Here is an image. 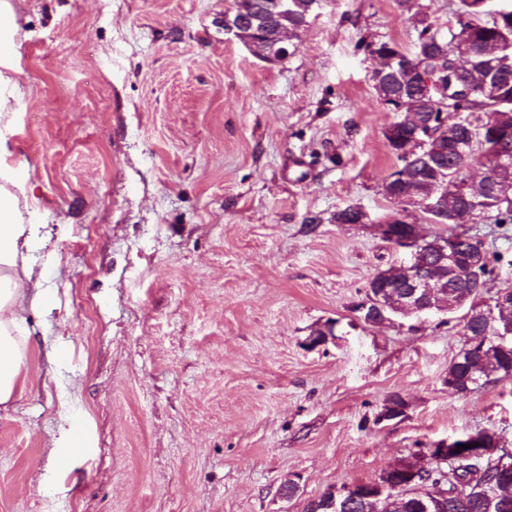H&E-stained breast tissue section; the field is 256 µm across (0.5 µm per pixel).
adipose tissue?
Masks as SVG:
<instances>
[{"mask_svg":"<svg viewBox=\"0 0 512 512\" xmlns=\"http://www.w3.org/2000/svg\"><path fill=\"white\" fill-rule=\"evenodd\" d=\"M15 9L0 0V406H8L24 389L28 374V338L21 312L50 304L40 287L32 286V252L41 239V227L25 223L19 208L32 190L18 174L10 139L13 114L6 94L16 84Z\"/></svg>","mask_w":512,"mask_h":512,"instance_id":"1","label":"adipose tissue"}]
</instances>
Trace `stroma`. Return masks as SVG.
I'll return each instance as SVG.
<instances>
[{"instance_id": "obj_1", "label": "stroma", "mask_w": 512, "mask_h": 512, "mask_svg": "<svg viewBox=\"0 0 512 512\" xmlns=\"http://www.w3.org/2000/svg\"><path fill=\"white\" fill-rule=\"evenodd\" d=\"M12 2L13 149L53 306L22 313L0 512H302L440 440L512 448V379L444 382L463 310L393 325L355 310L400 261L376 229L399 115L362 46L412 48L399 0H322L281 64L225 34L232 0ZM349 205L366 223L333 221ZM456 229L501 257L484 298L512 286V224ZM395 393L405 417L380 420ZM64 423L87 443L65 469Z\"/></svg>"}]
</instances>
